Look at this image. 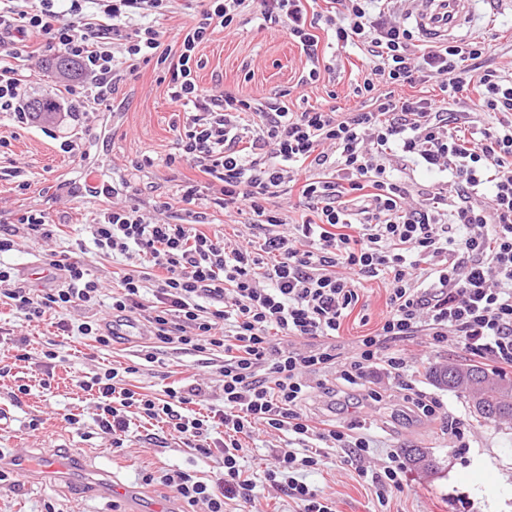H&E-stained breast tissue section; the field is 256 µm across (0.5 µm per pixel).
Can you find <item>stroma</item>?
<instances>
[{
  "instance_id": "1",
  "label": "stroma",
  "mask_w": 512,
  "mask_h": 512,
  "mask_svg": "<svg viewBox=\"0 0 512 512\" xmlns=\"http://www.w3.org/2000/svg\"><path fill=\"white\" fill-rule=\"evenodd\" d=\"M472 31L483 33L489 44L490 61L512 71V0H476ZM335 72L319 82L298 87L310 65L299 45L288 36L258 29L255 23L241 25L236 34L215 32L201 45L195 70L205 90L238 93L254 98L284 94L291 111L311 107L356 108L353 87L360 77L362 61L351 49L332 47ZM120 106L96 112L83 132L86 166L96 170L91 184H84L72 157L61 149L71 136V127L60 114L51 119L34 116L20 124L0 121V215L35 206L47 209L61 223L59 236L52 239H18L14 250L0 260L16 270L15 284L22 288H50L54 271L48 264L52 252L83 251L92 273L104 288H112L116 269L111 257L96 252L85 225V215L98 205V192L123 179L140 189L144 199L165 200L176 194L189 173L188 168L165 164L176 147L173 108L166 84L152 69H144L119 94ZM154 158L152 168L135 170L131 162L142 152ZM28 181L20 189V181ZM388 292L383 280L365 282L359 301L345 319L346 341L376 328L386 310ZM84 311L60 315L54 312L31 320L0 302V345L6 350L23 342L28 361L0 356L11 371L0 377V452L13 457L25 451L35 457L51 450L74 458L87 487L66 477H51L30 470L19 483H0V512H157L162 504L183 512L185 505L173 491L153 476L165 469L184 470L202 478L214 477L218 465L168 434L159 423L134 420L128 448L113 453L108 437L94 422L95 399L82 390L78 376L102 367L138 364L132 385L148 394H158L169 381L203 378L205 369L198 356L169 348L158 350L153 363L142 361L141 348L148 338L142 323H133L129 339L100 350L81 336H61L60 320L80 323ZM57 342L58 357L46 363L44 352ZM418 360L419 390L439 399L443 418L420 420L407 416L399 392H388L381 411L370 414L358 409L348 412L352 422H367L377 446L365 461L376 471L388 464L393 453L421 448L437 463L436 472L408 468L404 491L393 493L379 504L373 487L340 464L341 449H329L320 469L307 472V483L332 502L335 512H512V423H484L476 420L469 405L455 393L433 384L429 368L464 359L455 343L426 347L423 337L408 342ZM77 415L70 423L69 415ZM466 421L462 437L449 434L445 417ZM38 428H31V421ZM163 438L165 447L155 445ZM132 488L133 501L112 496L110 485Z\"/></svg>"
}]
</instances>
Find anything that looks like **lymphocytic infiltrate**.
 <instances>
[{
	"label": "lymphocytic infiltrate",
	"instance_id": "1",
	"mask_svg": "<svg viewBox=\"0 0 512 512\" xmlns=\"http://www.w3.org/2000/svg\"><path fill=\"white\" fill-rule=\"evenodd\" d=\"M328 13L305 0H202L195 23L163 43L155 27L178 0H0V113L30 119L28 87L46 54L62 51L80 79L66 86L67 117L83 127L91 112L111 108L120 88L151 65L168 81L169 99L186 121L167 166L187 165L173 199L146 203L130 182L112 185V199L87 221L94 245L122 258L126 269L110 300L81 257L54 255L59 287H11L0 262V284L27 318L75 308H107L118 321L145 322L158 346L205 357L216 367L222 395L207 413L192 406L206 384L169 386L164 397L129 387L138 366L83 376L96 395L94 420L124 448L130 412L165 423L186 446L219 453L222 472L204 481L186 471L159 480L199 512H225L228 502L252 503L258 481L273 483L299 512H333L328 500L300 481L319 469L324 448L370 482L379 500L403 491L399 456L379 472L361 460L371 437L358 426L319 420L314 397L335 386L361 387L362 401L382 396L372 380L386 377L411 412L431 419L440 403L405 380L403 344L417 336L512 367V75L487 61L484 37L424 47L396 16L392 0H330ZM259 28L287 35L310 69L299 86L319 81V38L359 51L366 70L350 112L331 106L290 111L279 97L206 93L194 78L196 51L215 30H236L245 10ZM433 85L431 96L404 87ZM255 115L253 128L242 113ZM420 166L424 184L399 171ZM298 193L311 215L290 222L272 200ZM225 214H247V233H207L205 201ZM48 210L30 207L0 220V254L15 236L52 238ZM380 278L389 290L378 327L342 349V322L362 282ZM222 362H215V355ZM334 372L335 384L321 375ZM284 432L261 475L243 470L242 438L258 427ZM223 439H214V429Z\"/></svg>",
	"mask_w": 512,
	"mask_h": 512
}]
</instances>
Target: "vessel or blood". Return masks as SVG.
<instances>
[{
	"label": "vessel or blood",
	"mask_w": 512,
	"mask_h": 512,
	"mask_svg": "<svg viewBox=\"0 0 512 512\" xmlns=\"http://www.w3.org/2000/svg\"><path fill=\"white\" fill-rule=\"evenodd\" d=\"M473 0H413L409 17L419 35L429 42H445L461 36L470 28ZM15 464L23 470L34 469L51 476H66L72 470L69 459L46 451L36 458L18 454Z\"/></svg>",
	"instance_id": "obj_1"
}]
</instances>
